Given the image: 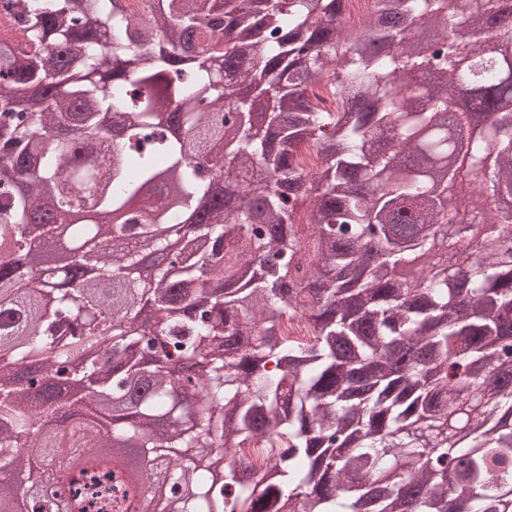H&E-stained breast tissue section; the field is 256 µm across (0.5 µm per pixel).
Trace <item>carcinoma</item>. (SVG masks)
<instances>
[{
  "label": "carcinoma",
  "instance_id": "1",
  "mask_svg": "<svg viewBox=\"0 0 512 512\" xmlns=\"http://www.w3.org/2000/svg\"><path fill=\"white\" fill-rule=\"evenodd\" d=\"M349 3L0 0V512H512V0Z\"/></svg>",
  "mask_w": 512,
  "mask_h": 512
}]
</instances>
